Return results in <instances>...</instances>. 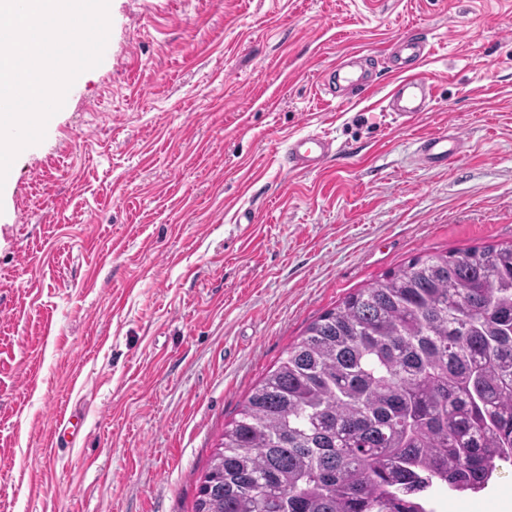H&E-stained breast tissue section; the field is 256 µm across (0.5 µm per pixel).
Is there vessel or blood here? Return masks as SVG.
<instances>
[{
  "label": "vessel or blood",
  "mask_w": 512,
  "mask_h": 512,
  "mask_svg": "<svg viewBox=\"0 0 512 512\" xmlns=\"http://www.w3.org/2000/svg\"><path fill=\"white\" fill-rule=\"evenodd\" d=\"M393 70L397 75L385 95L386 109L395 119L408 121L429 109L433 100V86L429 78L419 72L420 65L430 54L427 38L414 35L393 42ZM350 63L331 66L321 81L325 94L334 96L340 90H350L359 96L372 93L373 83L365 67L356 66L359 51H350ZM464 142L461 136L435 130L420 136L416 141V157L426 167H444L449 160L460 158ZM332 149L331 142L318 134L288 137L286 156L288 168L297 172H318Z\"/></svg>",
  "instance_id": "b4317fda"
}]
</instances>
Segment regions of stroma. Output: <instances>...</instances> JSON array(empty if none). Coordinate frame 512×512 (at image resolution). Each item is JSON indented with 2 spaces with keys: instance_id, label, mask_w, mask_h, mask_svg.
Segmentation results:
<instances>
[{
  "instance_id": "35a3bbf8",
  "label": "stroma",
  "mask_w": 512,
  "mask_h": 512,
  "mask_svg": "<svg viewBox=\"0 0 512 512\" xmlns=\"http://www.w3.org/2000/svg\"><path fill=\"white\" fill-rule=\"evenodd\" d=\"M109 16L102 62L0 187V512H194L225 424L314 319L412 257L512 242V0ZM421 31L424 119L321 91L350 49L390 85L387 43ZM442 127L467 151L425 168L415 141ZM308 132L333 141L325 170L289 171Z\"/></svg>"
}]
</instances>
